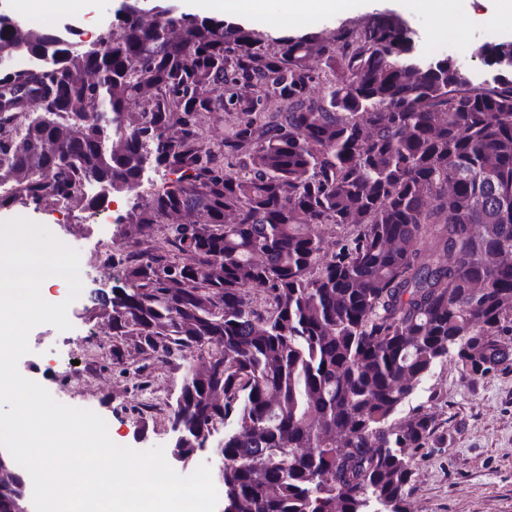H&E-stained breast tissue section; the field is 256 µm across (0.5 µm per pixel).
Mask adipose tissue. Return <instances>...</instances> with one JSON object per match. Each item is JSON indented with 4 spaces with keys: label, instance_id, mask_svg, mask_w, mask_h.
Returning a JSON list of instances; mask_svg holds the SVG:
<instances>
[{
    "label": "adipose tissue",
    "instance_id": "ef3b65f1",
    "mask_svg": "<svg viewBox=\"0 0 512 512\" xmlns=\"http://www.w3.org/2000/svg\"><path fill=\"white\" fill-rule=\"evenodd\" d=\"M472 0H415L416 7L437 29L451 31L461 44H468L470 26L511 25L512 0H486L484 13L473 14ZM191 12L211 14L221 12L245 22L270 20L285 26L295 21L330 17L343 9V0H187Z\"/></svg>",
    "mask_w": 512,
    "mask_h": 512
}]
</instances>
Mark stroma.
<instances>
[{
    "label": "stroma",
    "instance_id": "obj_1",
    "mask_svg": "<svg viewBox=\"0 0 512 512\" xmlns=\"http://www.w3.org/2000/svg\"><path fill=\"white\" fill-rule=\"evenodd\" d=\"M119 4L120 0H97L90 18L58 12L57 26L75 27V42L89 44L108 35ZM384 12L402 15L420 44L433 42L426 16L406 0H369L367 6L351 5L334 17L305 20L287 29L264 22L254 23L252 29L271 44L310 32L328 38L340 28ZM17 217L43 224L63 244L86 254L104 238L111 240L116 257L126 244L122 225H101L99 215L80 205L16 201L0 206V220ZM121 284L119 265L88 268L84 295L73 308L67 336H58L45 324L33 330L40 342L31 353L42 364L34 380L57 401L101 416L116 444L168 451L173 441L168 416L183 376L203 359L197 348L190 347L166 363L145 362L133 353L123 363H113L112 309L104 300ZM77 360L89 362L93 372L82 386L68 380ZM411 403L433 415L436 433L429 447L413 459L406 512H512V360L475 381L464 379L455 362L445 360L421 382Z\"/></svg>",
    "mask_w": 512,
    "mask_h": 512
}]
</instances>
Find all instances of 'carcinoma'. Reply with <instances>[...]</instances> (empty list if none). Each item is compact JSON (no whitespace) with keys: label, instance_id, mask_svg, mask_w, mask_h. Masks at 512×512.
<instances>
[{"label":"carcinoma","instance_id":"obj_1","mask_svg":"<svg viewBox=\"0 0 512 512\" xmlns=\"http://www.w3.org/2000/svg\"><path fill=\"white\" fill-rule=\"evenodd\" d=\"M140 9L122 0L97 48L0 23L35 63L0 80L4 201L94 209L88 176L119 193L164 168L128 223L189 221L145 249L126 236L112 359L129 339L147 360L207 354L169 416L175 451L224 428V512H405L435 423L402 406L448 358L469 380L512 360V41L476 49V82L395 13L272 47L157 5L171 39ZM215 110L212 147L198 117ZM318 224L341 229L330 255ZM22 479L0 466V512H21ZM207 115L201 126L211 146L218 145L224 138L225 118L221 110L205 113Z\"/></svg>","mask_w":512,"mask_h":512}]
</instances>
